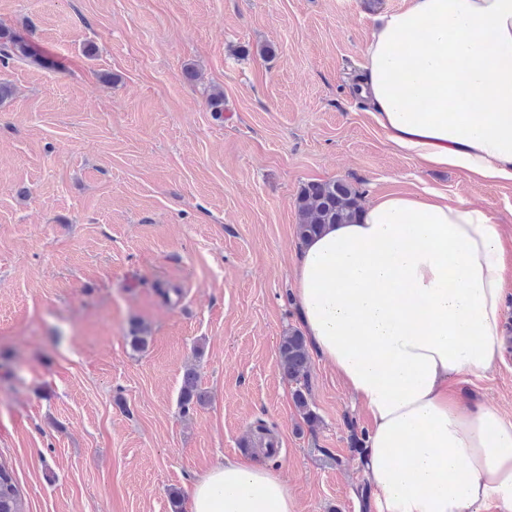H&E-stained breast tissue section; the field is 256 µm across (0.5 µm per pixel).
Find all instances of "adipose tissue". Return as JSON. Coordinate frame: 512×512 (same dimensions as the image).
<instances>
[{"label":"adipose tissue","mask_w":512,"mask_h":512,"mask_svg":"<svg viewBox=\"0 0 512 512\" xmlns=\"http://www.w3.org/2000/svg\"><path fill=\"white\" fill-rule=\"evenodd\" d=\"M360 84L399 150L512 181V0H408L374 29ZM503 272L492 216L436 192L381 195L300 243L302 329L370 416L378 512H512V420L452 391L496 362ZM189 512L294 502L278 475L228 459L193 486Z\"/></svg>","instance_id":"ef3b65f1"}]
</instances>
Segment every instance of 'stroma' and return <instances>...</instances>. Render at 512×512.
Returning <instances> with one entry per match:
<instances>
[{"label":"stroma","mask_w":512,"mask_h":512,"mask_svg":"<svg viewBox=\"0 0 512 512\" xmlns=\"http://www.w3.org/2000/svg\"><path fill=\"white\" fill-rule=\"evenodd\" d=\"M404 6L0 0V29L59 63L0 66V463L23 512H170V489L233 458L280 476L295 512H374L352 445L366 412L315 354L309 429L279 368L313 181L366 202L435 191L493 217L503 359L457 390L512 420V183L395 149L354 81L377 17ZM190 368L208 400L185 413ZM261 423L276 455L251 447Z\"/></svg>","instance_id":"1"}]
</instances>
